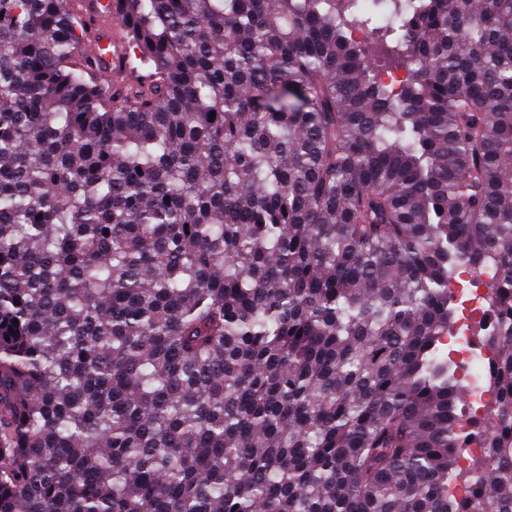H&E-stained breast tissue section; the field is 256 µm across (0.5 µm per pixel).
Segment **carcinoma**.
Listing matches in <instances>:
<instances>
[{
	"instance_id": "1",
	"label": "carcinoma",
	"mask_w": 512,
	"mask_h": 512,
	"mask_svg": "<svg viewBox=\"0 0 512 512\" xmlns=\"http://www.w3.org/2000/svg\"><path fill=\"white\" fill-rule=\"evenodd\" d=\"M89 2L0 0V512H512V0ZM99 12L94 10V21L103 31L106 38L96 39L83 48L86 55L100 61L101 67L107 73H118L125 68L126 54L122 47V38L115 31L116 20L112 18V2L110 0H101ZM496 276L497 269L493 264H489L485 268L483 276L479 280L473 278L469 272L461 271L459 274L461 279H468L470 282L474 280L483 286V288H480L478 285H475L476 288L473 289L471 294L464 300V302L468 304L466 312H463L462 317L457 321L453 335L450 336L451 338H454V343L458 347L457 352L467 360L470 367V371L468 372V381L473 385L471 395V408L473 413H477L482 408V405L489 401L493 396V393L481 384L484 361L486 359L489 361L493 354L492 350L486 347L485 350H481L480 357L475 356L474 347L466 338V336H469V325L467 321L472 315L483 314L487 318V328H489V331H495L498 326V321L491 312L486 311L487 305L484 299V294L485 285L492 279H495Z\"/></svg>"
}]
</instances>
